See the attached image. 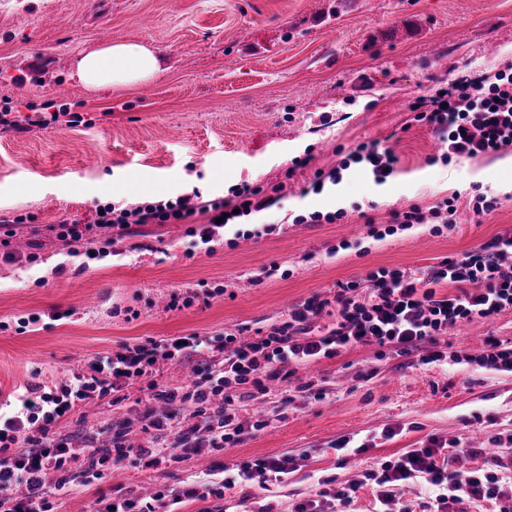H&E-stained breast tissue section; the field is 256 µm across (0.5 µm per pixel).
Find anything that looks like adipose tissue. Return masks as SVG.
Instances as JSON below:
<instances>
[{
    "label": "adipose tissue",
    "instance_id": "obj_1",
    "mask_svg": "<svg viewBox=\"0 0 512 512\" xmlns=\"http://www.w3.org/2000/svg\"><path fill=\"white\" fill-rule=\"evenodd\" d=\"M77 74L85 87L96 89L104 83L133 86L152 80L160 71L155 53L135 42H116L83 53Z\"/></svg>",
    "mask_w": 512,
    "mask_h": 512
}]
</instances>
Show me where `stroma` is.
I'll use <instances>...</instances> for the list:
<instances>
[{
  "label": "stroma",
  "instance_id": "stroma-1",
  "mask_svg": "<svg viewBox=\"0 0 512 512\" xmlns=\"http://www.w3.org/2000/svg\"><path fill=\"white\" fill-rule=\"evenodd\" d=\"M138 42L161 61L148 88H86L80 54L114 42ZM512 66V0H0V105L27 115L45 103L79 113L83 124L0 134V216L23 210L35 223L17 226L34 263L0 261V404L28 386L68 382L94 356L141 340L254 336L286 318L292 305L337 282L379 267L422 269L512 227V191L499 152L430 164L440 143L411 124L408 104L447 80ZM381 141L399 158L377 184L361 165L342 168L347 150ZM307 167L291 169L296 158ZM341 168L340 184L311 189L315 170ZM278 194L270 209L217 229L195 243L185 224H142L96 258L69 256L54 230L61 216L84 222L96 203L173 199L197 190L204 199L235 185ZM500 205L478 217L473 186ZM459 195L455 225L428 226L383 241L367 238L365 217L389 224L393 211ZM344 208L341 224H298L314 211ZM274 224L272 233L263 224ZM363 238L364 256L338 250ZM280 265L281 273L263 269ZM191 298L172 311V293ZM61 320H54V313ZM40 323L17 332L18 318ZM512 345V309L438 337L447 360L425 365L420 352L378 355L357 346L312 367L327 392L295 396L286 418L268 399L271 424L214 459L193 456L156 468L123 463L67 497L61 512H92L104 495H138L192 479L205 481L213 460L232 465L287 455L295 469L266 492L238 488L250 512L264 505L291 512L317 483L361 479L383 459L419 447L427 436L457 438L478 456H455L468 470L498 453L512 471V371L474 363L487 337ZM120 408L108 399L77 406L53 426L56 436L131 418L137 388ZM393 437H384L386 429ZM350 439L351 448L333 445ZM368 443L357 454L353 445Z\"/></svg>",
  "mask_w": 512,
  "mask_h": 512
}]
</instances>
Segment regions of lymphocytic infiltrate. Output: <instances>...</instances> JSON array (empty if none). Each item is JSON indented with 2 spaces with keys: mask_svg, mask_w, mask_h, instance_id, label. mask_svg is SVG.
I'll use <instances>...</instances> for the list:
<instances>
[{
  "mask_svg": "<svg viewBox=\"0 0 512 512\" xmlns=\"http://www.w3.org/2000/svg\"><path fill=\"white\" fill-rule=\"evenodd\" d=\"M413 119L428 127L448 150L442 163L474 159L512 150V72L496 70L474 78H456L443 93L419 96L411 103ZM78 114L66 111L36 112L24 118L0 109V132L29 133L50 126L72 128L80 123ZM351 162L365 164L375 183H384L398 163L392 150L378 143L363 142L348 155ZM274 197L262 188L242 186L231 197L201 200L198 193H186L164 201L121 206L97 205L92 223L65 218L59 221L58 236L77 254L81 245L97 242L99 229L108 228L123 237L136 224H179L195 214L207 215V223L194 233L210 242L222 215L240 216L270 209ZM459 198L451 196L425 208L416 204L393 212L390 224L371 227L368 235L381 241L414 225L433 223L442 233L454 222ZM335 308L336 320L317 325L326 308ZM512 309V227L461 255L443 258L427 268L410 271L380 267L365 276L338 283L333 295L315 293L291 306L284 320L272 324L258 336L244 341L238 336L201 337L195 334L173 338L145 337L118 351L95 356L85 370L74 374L69 384L45 390L28 388L13 414L0 422V512H57L63 497L74 489L63 479L53 494L40 483L48 471H59L79 455L70 440L55 436L52 426L76 402L111 398L113 406L126 399V389L136 382L147 384L140 400V423L150 433L149 444L129 447L113 439L109 454L91 460L90 477L101 478L105 463L133 461L146 468L243 443L255 432L268 427V420L252 423L240 420L238 412L246 403L266 400L275 383L295 384L297 391L321 400L324 389L313 380L297 378L300 368L332 359L358 346L371 345L402 355L422 350L451 329L486 320ZM208 358H201V351ZM423 352V350H422ZM439 351L423 352L422 363L443 360ZM173 361L191 362L189 384L159 387L154 376L161 365ZM221 398L219 410L209 408L212 398ZM167 401L158 411V401ZM461 440L441 445L438 438L381 463L362 479L334 490H319L316 496L295 503L292 512H347L360 489L372 485L380 506H397L406 483L419 480L436 491L425 502V512H447L450 505L468 500L494 501L499 512H512V484L494 471L477 467L467 471L451 469L452 456L465 452ZM292 465L291 458L268 457L236 464V475L224 478V465H215L207 483L186 481L176 489H163L144 499L127 494L113 499L103 512H181L189 503H202L201 512H224L220 501L236 487L268 490L282 481Z\"/></svg>",
  "mask_w": 512,
  "mask_h": 512,
  "instance_id": "f902f5d3",
  "label": "lymphocytic infiltrate"
}]
</instances>
